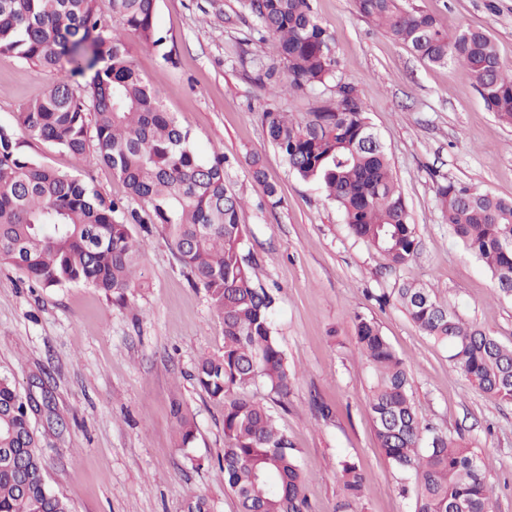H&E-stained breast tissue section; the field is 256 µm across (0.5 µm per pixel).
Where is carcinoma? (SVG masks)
Wrapping results in <instances>:
<instances>
[{"label": "carcinoma", "mask_w": 512, "mask_h": 512, "mask_svg": "<svg viewBox=\"0 0 512 512\" xmlns=\"http://www.w3.org/2000/svg\"><path fill=\"white\" fill-rule=\"evenodd\" d=\"M357 13L409 47L424 62L462 64L486 109L512 124V69L493 40L467 29L450 37L435 18L399 0H354ZM259 40L270 41L286 76H265L273 95L315 94L309 111L264 113L269 141L300 178L318 183L356 239L390 268L418 249L411 218L379 136L366 121L356 87L339 77L336 36L318 21L313 0H246ZM157 0H0V54L41 68L71 65L83 83H55L16 114L30 140L80 156L94 132L102 161L125 184L132 207L90 181L23 154L0 127V263L41 287L88 284L125 305L141 276L145 242L133 227L160 224L192 284L224 324V351L203 357L194 379L224 406V451L218 462L237 512H307L305 477L295 448L271 410L251 394L263 383L288 395L294 371L275 336V296L258 286L244 254L243 202L226 183L229 161L202 155L190 130L167 112L158 90L135 70L132 41L157 50ZM112 11L118 25L102 24ZM452 234L490 271L497 291L512 296V199L447 181L436 188ZM396 299L412 323L448 347L451 361L484 394L512 400V348L465 321L426 284L406 280ZM360 356L372 369L368 414L380 450L415 480L416 512H492L484 460L446 432L422 446L423 426L410 376L379 326L355 316ZM12 371L0 370V512H70L46 481L43 448ZM180 447L195 439L194 417L175 404ZM347 493L365 477L343 462Z\"/></svg>", "instance_id": "obj_1"}]
</instances>
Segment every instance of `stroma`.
<instances>
[{"label":"stroma","instance_id":"obj_1","mask_svg":"<svg viewBox=\"0 0 512 512\" xmlns=\"http://www.w3.org/2000/svg\"><path fill=\"white\" fill-rule=\"evenodd\" d=\"M403 3L451 34L485 30L512 68V0ZM314 8L336 35L340 75L358 88L417 227L419 249L404 268H387L354 238L319 185L290 172L268 140L264 113L300 114L309 99L271 96L259 81L275 53L251 41L257 21L243 0H158L171 62L152 49L132 50L137 71L158 87L199 151L236 161L227 182L245 201V252L256 281L276 297L274 331L295 371L282 401L261 385L255 396L296 449L310 512H416L412 478L379 449L367 413L374 377L358 353L354 317L372 319L411 374L418 414L485 458L495 512H512V400L479 391L449 349L391 297L398 281L424 282L464 320L512 345V297L496 292L490 273L453 237L435 193L448 179L512 199V125L486 110L465 67L425 63L357 14L353 0H314ZM68 75L0 55V126L29 156L93 181L107 196H125L95 150L75 159L30 141L15 121L24 104ZM252 154L261 157L279 205L252 179L245 163ZM145 240L143 284L124 306L83 283L35 288L0 265V367L13 370L41 406L35 425L44 474L71 512H187L197 497L211 512H236L217 461L224 409L193 377L200 356L223 350L222 319L192 286L164 226L154 225ZM177 401L196 420L189 449L179 446ZM345 461L365 477L356 501L340 478Z\"/></svg>","mask_w":512,"mask_h":512}]
</instances>
